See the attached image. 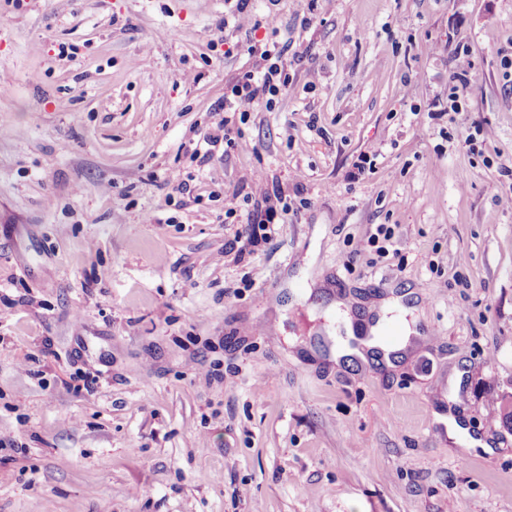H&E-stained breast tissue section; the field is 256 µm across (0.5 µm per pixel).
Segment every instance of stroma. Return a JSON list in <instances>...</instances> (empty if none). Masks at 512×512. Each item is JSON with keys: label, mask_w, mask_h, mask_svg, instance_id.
Here are the masks:
<instances>
[{"label": "stroma", "mask_w": 512, "mask_h": 512, "mask_svg": "<svg viewBox=\"0 0 512 512\" xmlns=\"http://www.w3.org/2000/svg\"><path fill=\"white\" fill-rule=\"evenodd\" d=\"M307 3L0 0V512H512V0ZM258 38L288 87L193 158ZM471 67V63L468 59L462 60L459 62L458 71L455 75L456 85H453L451 89V93L448 96V109L452 112H457L461 108L460 100L461 94L459 91L463 92L465 89L467 75L469 73V69ZM284 200L285 199L282 198L277 190H274L272 195L269 192H265L263 197V202L265 204V218L260 219L258 222L256 219L254 224H272V221L278 214V211L284 215H288L292 208L288 205V202H284Z\"/></svg>", "instance_id": "35a3bbf8"}]
</instances>
